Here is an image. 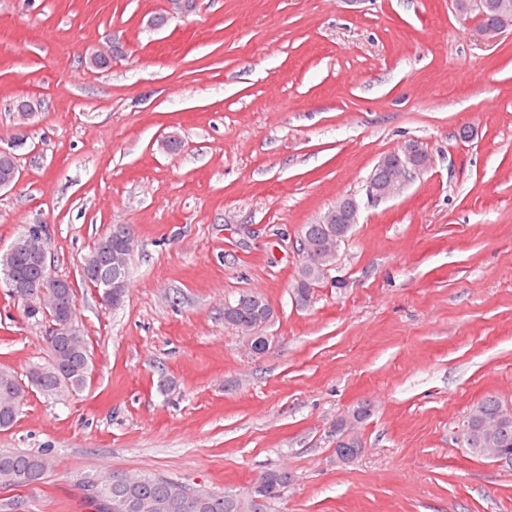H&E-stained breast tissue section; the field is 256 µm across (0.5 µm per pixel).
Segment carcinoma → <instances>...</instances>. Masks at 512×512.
I'll use <instances>...</instances> for the list:
<instances>
[{
	"mask_svg": "<svg viewBox=\"0 0 512 512\" xmlns=\"http://www.w3.org/2000/svg\"><path fill=\"white\" fill-rule=\"evenodd\" d=\"M498 0H479L483 8H474L469 16L478 20L481 27L501 22L496 11ZM329 223L305 224L301 234L314 255L310 264L300 262L293 285L296 303L309 302L312 288L319 283L326 270L336 264L340 244L348 237L352 225L344 223L336 215V208L327 210ZM132 229L126 224H114L85 257L84 264L90 273L82 281L96 288L103 301L114 307L123 304L128 290L129 267L135 241L130 238ZM10 266L14 274L29 285L41 279V269L31 263L22 249L0 253V266ZM117 271L122 287L112 288L108 274ZM56 309L45 313L24 308L25 315L39 320L48 317V323L59 329H48L46 341L50 350V362L29 370L28 383L46 397H58L85 388L90 371V352L86 337L75 319L74 287L60 289ZM272 317L267 301L253 294L242 295L224 308V321L249 335L259 320ZM25 389L16 378L0 370V428L11 427L20 410ZM343 422L336 420V452L363 447L358 433L342 431ZM462 447L498 448L512 456V406L497 395L488 393L474 404L462 420ZM52 467L48 453L9 452L0 453V488L15 489L34 487L43 482ZM259 480L268 486L265 500L255 505L252 512H265L267 505L281 496L288 485V472L272 470L262 474ZM89 499L95 512H236L238 500L232 494L214 493L193 489L169 479L154 475H139L124 481L106 480L90 488Z\"/></svg>",
	"mask_w": 512,
	"mask_h": 512,
	"instance_id": "1",
	"label": "carcinoma"
}]
</instances>
